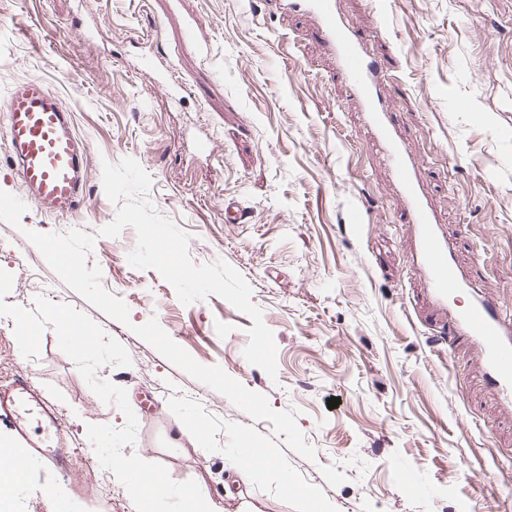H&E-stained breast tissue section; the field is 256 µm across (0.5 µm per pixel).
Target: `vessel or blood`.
<instances>
[{"label":"vessel or blood","mask_w":512,"mask_h":512,"mask_svg":"<svg viewBox=\"0 0 512 512\" xmlns=\"http://www.w3.org/2000/svg\"><path fill=\"white\" fill-rule=\"evenodd\" d=\"M295 2L313 17L342 73L362 98L377 140L388 151L414 233L416 272L428 296L446 306L449 338L470 344L485 386L512 411V316L505 315L493 298L476 292L457 266L454 246L415 178L416 160L406 152L378 96L382 72L358 35L337 19L336 0ZM0 135L18 183L41 213L65 217L85 205L91 146L77 134L72 112L48 84L29 80L12 85L0 100ZM455 294L463 296V305H449ZM31 398L23 376L0 391V425L11 424ZM30 445L25 430L17 429L15 444L0 447V471L24 474Z\"/></svg>","instance_id":"obj_1"}]
</instances>
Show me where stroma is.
Listing matches in <instances>:
<instances>
[{"instance_id":"1","label":"stroma","mask_w":512,"mask_h":512,"mask_svg":"<svg viewBox=\"0 0 512 512\" xmlns=\"http://www.w3.org/2000/svg\"><path fill=\"white\" fill-rule=\"evenodd\" d=\"M337 10L382 64L378 94L458 263L512 312V0H337ZM146 53L174 72L178 101L140 70ZM0 62V97L16 81L46 82L92 150L85 207L54 218L32 203L20 227L0 222V269L15 282L4 300L72 306L126 347L131 366L97 372L126 389L138 419L124 455L197 481L224 512H296L307 486L328 512L512 507V415L468 347L443 340L411 269L400 187L306 12L275 0H0ZM206 134L209 157L197 150ZM127 157L150 175L155 208L189 235L192 261L224 260L248 282L274 333L277 378L243 356L249 317L213 294L183 305L156 270L132 268L123 247L132 228L100 236L116 214L102 163ZM228 199L243 223H225ZM29 229L95 235L87 263L125 301L130 325L69 289ZM31 274L41 292H18ZM153 317L198 362L221 366L274 410L298 409L315 460L132 332ZM14 327L0 316V387L27 377L62 433L23 416L39 449L0 492V512H136L86 435L90 423L123 428V413L89 389L53 327L31 358ZM240 439L272 456L248 485L236 481ZM60 443L70 461L55 472L44 458Z\"/></svg>"}]
</instances>
